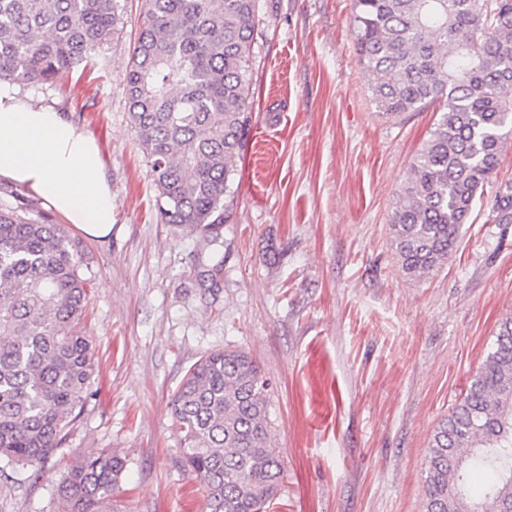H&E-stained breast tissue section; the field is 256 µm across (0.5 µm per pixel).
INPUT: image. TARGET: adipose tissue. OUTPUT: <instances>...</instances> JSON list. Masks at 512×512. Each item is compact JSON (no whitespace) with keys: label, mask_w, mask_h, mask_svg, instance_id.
Segmentation results:
<instances>
[{"label":"adipose tissue","mask_w":512,"mask_h":512,"mask_svg":"<svg viewBox=\"0 0 512 512\" xmlns=\"http://www.w3.org/2000/svg\"><path fill=\"white\" fill-rule=\"evenodd\" d=\"M19 184L88 235L112 232V189L95 142L59 113L0 92V182Z\"/></svg>","instance_id":"ef3b65f1"}]
</instances>
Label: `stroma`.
<instances>
[{"mask_svg":"<svg viewBox=\"0 0 512 512\" xmlns=\"http://www.w3.org/2000/svg\"><path fill=\"white\" fill-rule=\"evenodd\" d=\"M119 4V36L85 70L0 83L96 140L114 200L105 238L53 216L93 279V396L48 461L0 462V512H58L55 482L104 448L128 462L119 512H205L170 400L192 363L224 348L252 355L267 383L283 470L270 512H425L433 430L512 317V223L493 209L512 182V139L459 247L407 278L393 203L437 105L380 114L352 43L353 0H258L252 121L214 269L204 233L155 210L122 85L143 0Z\"/></svg>","mask_w":512,"mask_h":512,"instance_id":"stroma-1","label":"stroma"}]
</instances>
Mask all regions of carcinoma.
<instances>
[{"instance_id":"obj_1","label":"carcinoma","mask_w":512,"mask_h":512,"mask_svg":"<svg viewBox=\"0 0 512 512\" xmlns=\"http://www.w3.org/2000/svg\"><path fill=\"white\" fill-rule=\"evenodd\" d=\"M123 79L131 128L167 224L224 223L251 122L257 0H144ZM118 0H0V81L53 82L118 31ZM352 39L382 114L440 104L396 194L391 242L405 276L447 260L512 137V0H354ZM494 208L512 219V184ZM80 243L21 190L0 195V459L47 461L92 395L80 324L92 279ZM181 463L209 512H268L282 475L266 382L239 350H214L171 398ZM493 471L478 491L467 467ZM127 461L103 449L53 486L60 512H115ZM426 512L512 504V317L464 396L434 429Z\"/></svg>"}]
</instances>
